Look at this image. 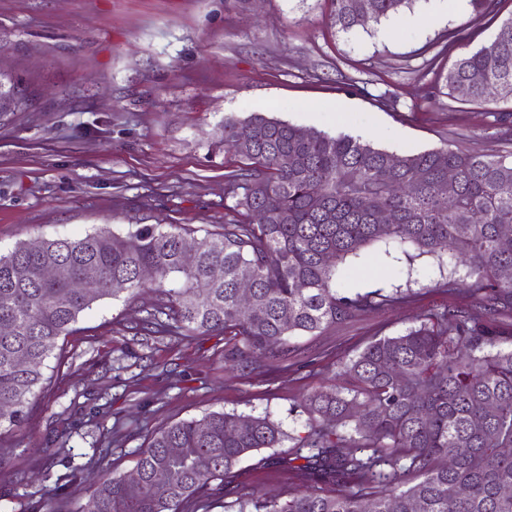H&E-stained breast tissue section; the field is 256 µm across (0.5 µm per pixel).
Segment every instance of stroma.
I'll list each match as a JSON object with an SVG mask.
<instances>
[{"mask_svg": "<svg viewBox=\"0 0 512 512\" xmlns=\"http://www.w3.org/2000/svg\"><path fill=\"white\" fill-rule=\"evenodd\" d=\"M497 8L493 21L468 6L437 22L436 0H413L382 37L375 24L337 31L329 0H0V68L35 94L29 111L0 114V254L104 224H223L224 175L238 161L213 144L228 115L263 112L398 153L510 149L512 102L458 103L427 63L448 31L470 28L469 52L494 37L512 0ZM450 267L381 242L348 258L342 288L413 298L295 337L291 372L229 369L220 335L140 341L131 328L152 293L97 302L62 359H48L51 385L23 429L0 436V512H40L59 486L64 506L85 501L134 471L152 431L209 412L303 432V398L341 385L339 359L469 305L443 288ZM291 454L286 442L244 459L235 484L287 496L302 486Z\"/></svg>", "mask_w": 512, "mask_h": 512, "instance_id": "obj_1", "label": "stroma"}]
</instances>
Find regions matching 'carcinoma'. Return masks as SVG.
Returning <instances> with one entry per match:
<instances>
[{
	"label": "carcinoma",
	"mask_w": 512,
	"mask_h": 512,
	"mask_svg": "<svg viewBox=\"0 0 512 512\" xmlns=\"http://www.w3.org/2000/svg\"><path fill=\"white\" fill-rule=\"evenodd\" d=\"M411 0H331L332 22L346 33L396 15ZM457 101L512 100V37H494L448 68ZM0 95L26 111L33 93L19 79ZM219 144L234 150L225 174L224 224L195 237L182 224L100 227L82 238L26 243L0 255V434L19 430L38 396L45 362L81 314L105 298L150 291L154 301L135 328L150 338L222 333L224 363L290 370L294 336H318L359 321L410 294L360 293L336 286L338 265L384 240L421 254H457L443 287L463 291L475 311L449 307L369 342L337 363L342 386L304 400V435L292 463L309 489L287 499L236 490L233 469L287 438L268 415L210 412L151 434L131 482H100L74 512H198L209 485L236 495L235 512H512V150L499 155L438 148L411 154L358 138L305 128L253 112L224 118ZM455 174L451 194L443 188ZM389 211L395 222L382 226ZM195 259L182 260L185 241ZM55 266L59 275L44 278ZM152 276L145 278L144 272ZM90 280L78 291L72 284ZM254 287L247 306L239 282ZM177 448L173 456L169 449ZM207 456L212 469L196 461Z\"/></svg>",
	"instance_id": "obj_1"
}]
</instances>
